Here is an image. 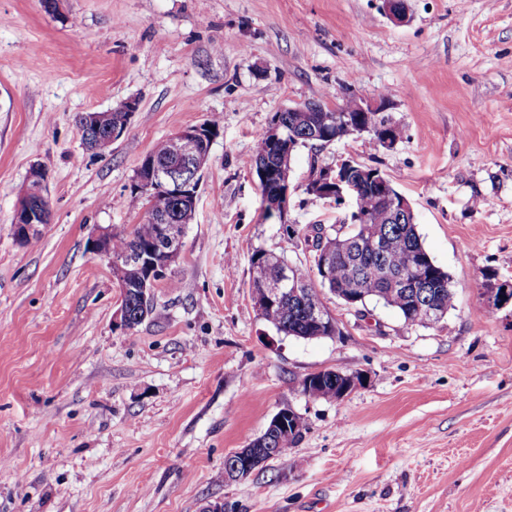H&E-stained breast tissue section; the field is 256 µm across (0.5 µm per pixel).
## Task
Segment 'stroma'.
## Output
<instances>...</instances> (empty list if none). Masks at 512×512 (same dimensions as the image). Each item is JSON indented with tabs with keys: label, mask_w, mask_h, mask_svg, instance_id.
Instances as JSON below:
<instances>
[{
	"label": "stroma",
	"mask_w": 512,
	"mask_h": 512,
	"mask_svg": "<svg viewBox=\"0 0 512 512\" xmlns=\"http://www.w3.org/2000/svg\"><path fill=\"white\" fill-rule=\"evenodd\" d=\"M0 0V512H512V0ZM383 96L390 149L351 135L302 148L286 219L264 214L259 134L282 108ZM139 102L89 151L77 115ZM220 134L181 255L137 327L91 249L98 227L141 223L142 158L176 131ZM351 158L411 203L454 306L408 326L323 293L336 336L278 333L252 300L255 250L311 273L310 225L344 215L306 186ZM51 216L13 235L32 167ZM361 371L343 400L308 374ZM305 421L283 457L228 481L224 461L280 409Z\"/></svg>",
	"instance_id": "stroma-1"
}]
</instances>
